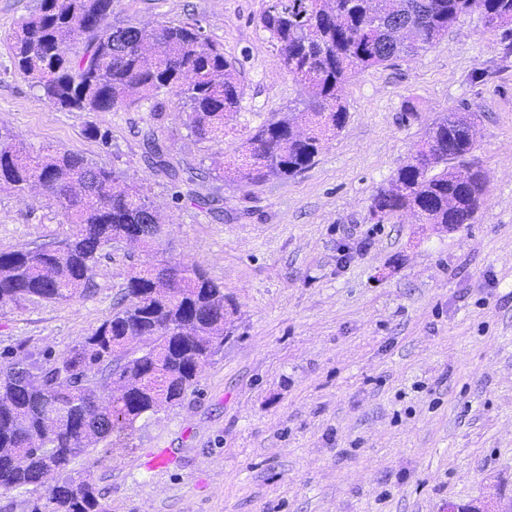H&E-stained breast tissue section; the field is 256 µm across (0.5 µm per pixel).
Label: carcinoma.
Listing matches in <instances>:
<instances>
[{
  "label": "carcinoma",
  "instance_id": "obj_1",
  "mask_svg": "<svg viewBox=\"0 0 512 512\" xmlns=\"http://www.w3.org/2000/svg\"><path fill=\"white\" fill-rule=\"evenodd\" d=\"M475 11L491 27L512 25V0H269L259 22L300 98L202 179L228 174L257 183L308 167L345 124L343 90L353 74L427 51ZM77 33L82 42L72 54L51 53ZM9 40L18 71L62 110L111 112L144 100L163 112L169 95L198 140L219 141L239 106L235 63L196 22H165L148 32L112 20V0H37ZM476 119L463 106L433 121L390 188L374 197L378 221L404 211L418 224L474 220L487 192L485 172L471 159L468 131ZM143 142L153 164L182 180L155 129ZM117 180L80 154L27 152L15 135L0 133V182L18 193L40 185L74 227L34 249L0 251V306L85 296L100 252L133 230L147 253L155 251L161 223L149 197ZM236 313L224 286L197 264L150 259L132 270L110 316L67 352L47 354L40 366L1 352L0 489L47 487L30 512H104L91 483L63 477L69 464L197 386ZM114 384L120 392L103 398Z\"/></svg>",
  "mask_w": 512,
  "mask_h": 512
}]
</instances>
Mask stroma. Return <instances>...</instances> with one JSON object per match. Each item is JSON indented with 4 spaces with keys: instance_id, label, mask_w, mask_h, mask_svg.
Listing matches in <instances>:
<instances>
[{
    "instance_id": "35a3bbf8",
    "label": "stroma",
    "mask_w": 512,
    "mask_h": 512,
    "mask_svg": "<svg viewBox=\"0 0 512 512\" xmlns=\"http://www.w3.org/2000/svg\"><path fill=\"white\" fill-rule=\"evenodd\" d=\"M267 4L112 0L114 18L148 29L198 21L236 62L240 106L216 143L197 140L171 100L159 114L145 102L51 106L6 43L36 0H0V130L142 187L164 223L159 258L199 264L238 306L195 389L98 442L67 476L92 483L104 512H512V31L474 12L428 51L355 74L344 128L293 176L201 181L299 95L258 23ZM462 104L481 115L473 156L488 178L474 222L376 223L374 196ZM148 127L185 181L149 162ZM191 192L219 209L190 204ZM71 230L40 187H0V251ZM146 258L137 243L113 244L85 297L0 307V351L39 361L74 347ZM161 453L167 465L151 467Z\"/></svg>"
}]
</instances>
